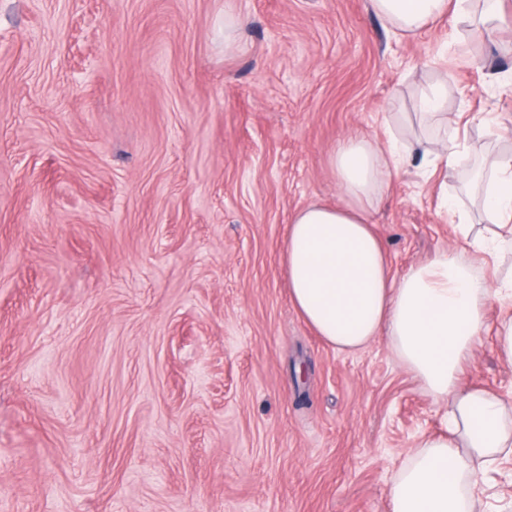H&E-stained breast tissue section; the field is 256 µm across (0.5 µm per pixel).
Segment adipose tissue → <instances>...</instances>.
Segmentation results:
<instances>
[{
	"mask_svg": "<svg viewBox=\"0 0 512 512\" xmlns=\"http://www.w3.org/2000/svg\"><path fill=\"white\" fill-rule=\"evenodd\" d=\"M370 6L399 35L424 30L450 11L472 13L471 0H370ZM447 103L448 89L440 84L418 101L419 125L438 144L422 156L407 148L401 156L385 157L363 134L340 139L329 166L343 201L311 202L297 210L284 253L291 301L318 336L336 350L353 352L387 335L424 389L447 404L448 431L422 437L392 487L393 512H473L476 475L512 456V399L460 380L493 300L502 306L498 356L512 363V277L486 280L474 263L448 250L392 279L368 219L391 169L417 162L454 165L469 152L451 133L455 120ZM489 170L491 180L480 187L490 222L486 234L472 235L467 213L455 201L446 203L457 239L482 258L497 257L512 243V160L493 161ZM478 419L479 433L473 430Z\"/></svg>",
	"mask_w": 512,
	"mask_h": 512,
	"instance_id": "ef3b65f1",
	"label": "adipose tissue"
}]
</instances>
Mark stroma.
Instances as JSON below:
<instances>
[{"mask_svg":"<svg viewBox=\"0 0 512 512\" xmlns=\"http://www.w3.org/2000/svg\"><path fill=\"white\" fill-rule=\"evenodd\" d=\"M441 78L460 140L512 153V0L409 37L367 0H0V512H392L444 409L387 336H317L282 253L293 212L342 201L335 144L388 149ZM468 181H387L393 277L472 261L444 207ZM499 316L461 381L505 394ZM485 481L477 512H512V459Z\"/></svg>","mask_w":512,"mask_h":512,"instance_id":"35a3bbf8","label":"stroma"}]
</instances>
